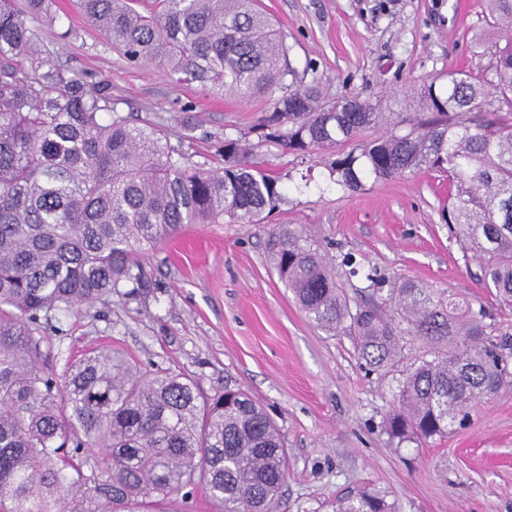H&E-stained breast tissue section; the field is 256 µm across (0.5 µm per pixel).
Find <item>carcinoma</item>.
I'll list each match as a JSON object with an SVG mask.
<instances>
[{
    "instance_id": "cac0c4a2",
    "label": "carcinoma",
    "mask_w": 512,
    "mask_h": 512,
    "mask_svg": "<svg viewBox=\"0 0 512 512\" xmlns=\"http://www.w3.org/2000/svg\"><path fill=\"white\" fill-rule=\"evenodd\" d=\"M504 34L492 78L453 72L421 93L435 118L398 117L393 131L334 161L336 184L422 169L448 177V231L479 261L486 288L512 304V0H484ZM77 0L88 23L130 62L157 63L175 85L261 96L264 141L312 152L384 120L367 99H322L301 84L286 35L258 0ZM52 0H0V512H168L204 484L216 512H276L288 454L273 420L240 389L200 397L168 369L142 371L94 351L61 379L40 366L42 321L105 294L133 297L144 260L187 224H254L282 200L277 181L224 141V170L182 163L151 122L118 115L112 86L90 85L45 42ZM408 126L404 134L394 132ZM280 279L318 328L352 338L371 374L401 375L385 421L401 442L426 443L512 385V335L484 306L369 274L351 307L335 268L302 229L274 233ZM427 344L404 363V337ZM336 512H396L362 489Z\"/></svg>"
}]
</instances>
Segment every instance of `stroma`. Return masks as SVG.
Wrapping results in <instances>:
<instances>
[{"label": "stroma", "instance_id": "stroma-1", "mask_svg": "<svg viewBox=\"0 0 512 512\" xmlns=\"http://www.w3.org/2000/svg\"><path fill=\"white\" fill-rule=\"evenodd\" d=\"M47 40L88 81H107L120 115L150 120L179 146L186 166L217 169L225 140L249 148L248 163L274 177L284 199L260 224H189L149 252L138 296L106 295L43 327L55 373L109 348L143 368L193 376L202 394L239 387L275 419L287 445L288 479L277 512H333L337 497L367 488L397 512H512V387L476 403L470 423L427 443H397L384 421L397 378L367 374L352 341L315 327L270 260L276 229L298 227L335 259L349 295L375 271L489 309L512 333V308L485 288L478 261L448 236V181L419 171L364 175L341 191L335 150L288 151L259 143L265 99L216 97L172 85L155 65L128 63L88 25L74 0ZM288 37L299 81L330 99L356 96L384 112L425 115L419 92L463 70L491 74L496 36L483 0H260ZM74 26L80 39L60 40Z\"/></svg>", "mask_w": 512, "mask_h": 512}]
</instances>
